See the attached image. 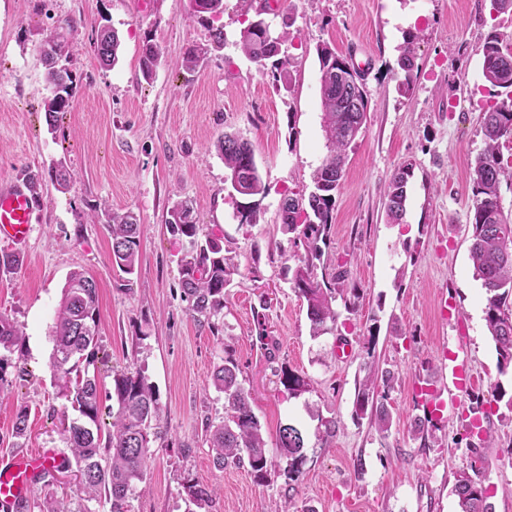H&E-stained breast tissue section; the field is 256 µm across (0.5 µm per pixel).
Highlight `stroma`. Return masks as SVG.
I'll use <instances>...</instances> for the list:
<instances>
[{"label":"stroma","mask_w":512,"mask_h":512,"mask_svg":"<svg viewBox=\"0 0 512 512\" xmlns=\"http://www.w3.org/2000/svg\"><path fill=\"white\" fill-rule=\"evenodd\" d=\"M263 0H226L224 46L210 39L193 0H0V180L36 175L43 192L25 247L0 240V253L23 262L0 276V315L23 333L14 361L27 372L0 395V457L13 454L12 426L28 408L24 451L53 448L68 455L59 417L70 404L50 367L52 327L71 272L96 280L101 347L114 371L143 369L164 409L161 438L152 440L147 479L136 484L131 512H197L181 480L193 475L216 490L210 512H458L459 475L481 479L492 512H512V373H500L483 319L484 292L469 257L470 171L483 148L478 117L498 99L485 82L476 48L494 31L512 34V12L491 0H285L292 20L290 64L280 81L247 59L238 43L244 19ZM120 37L119 61L104 68L96 30ZM418 70L401 95L397 65L407 33ZM59 34L75 87L72 106L49 130L51 96L40 48ZM165 60L145 80V42ZM352 56L366 73L368 121L348 156L321 266H345L360 290L354 311L335 329L312 337L306 306L288 281L303 247L280 227L285 196L312 188L327 153L320 104L319 45ZM196 69L181 67L188 50ZM252 144L267 187L261 218L240 223L224 189V162L215 144L224 133ZM69 177L52 180L55 163ZM412 164L406 214L387 223L384 191L393 173ZM192 203L207 233L223 236L239 270L224 290V310L197 321L181 297L179 258L186 244L165 220L180 201ZM134 211L141 224V261L134 275L113 267L104 224L95 208ZM375 337V359L395 380L386 403L393 424L381 436L354 419L364 344ZM352 347L340 360V340ZM467 357L489 414L492 446L470 435L469 397L446 414L436 436L413 426L424 410L421 390L438 391L436 368L447 353ZM236 360L268 448L291 423L305 438L298 480L277 461L264 484L247 470L215 468L205 441L208 422L224 414V396L210 376L224 354ZM308 383L289 396L281 369ZM339 423L326 435L324 423Z\"/></svg>","instance_id":"stroma-1"}]
</instances>
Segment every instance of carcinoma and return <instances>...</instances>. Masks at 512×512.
Masks as SVG:
<instances>
[{"mask_svg":"<svg viewBox=\"0 0 512 512\" xmlns=\"http://www.w3.org/2000/svg\"><path fill=\"white\" fill-rule=\"evenodd\" d=\"M197 13L209 22L224 15V0H194ZM281 4L265 2L256 17L245 20L239 46L242 53L281 79L288 66V56L281 55L282 45L290 40L291 24L279 32L269 29L264 14H277ZM418 35L407 40L398 60L403 79L399 90L408 92L414 81V43ZM120 39L112 28L103 25L97 34L98 54L102 64L113 67L118 61ZM41 54L48 66L52 96L47 103L46 121L56 128L58 114L70 109L73 78L60 65L62 46L51 36L42 46ZM482 60V74L491 86L503 90L504 97L481 113L479 126L483 148L470 173L471 227L469 255L473 276L485 291V326L495 343L500 370L512 366V220L505 215L502 202V181L512 182V166L504 164L501 148L512 141V36L494 32L477 48ZM320 65V104L328 153L314 173V189L306 196L283 199L280 218L283 232L293 243L302 245L305 256L299 259L291 278L292 288L306 304L311 335L322 336L336 328L338 313L335 302L351 305L358 288L350 283L348 271L336 268L317 275L314 261L320 259V244L326 243L348 152L361 134L369 112L365 74L346 66H354L352 57L343 56L329 45L317 48ZM163 58L160 47L144 45L142 74L150 80ZM224 160L226 174H244L242 181L230 184L229 195L240 197L241 222L255 224L260 218L252 198L265 194L253 147L229 134L217 142ZM412 166L398 169L385 190V211L390 224H400L406 213L408 182ZM106 229L111 239L112 265L132 275L140 264V224L131 212L115 213L104 209ZM166 227L170 234L185 239L189 248L180 259L183 297L188 310L196 317L209 319L224 309V288L238 272V264L230 251L224 249L223 238L209 233L199 239L200 224L194 208L186 202L176 203L169 211ZM100 309L98 285L82 270L70 273L64 298L53 327L51 367L56 386L65 395L77 417L61 416L72 458L80 473L76 492L77 506L54 499L39 505L29 499L10 504L0 503V512H91L88 503L106 499L110 512H129L128 499L136 483L146 476L151 438L159 435L162 408L155 388L143 372L130 369L112 376V394L117 408H109L111 430L102 434L103 399L98 382L101 352ZM22 339V332L5 316H0V393L4 394L23 380L24 369L12 361L11 355ZM394 376L381 371L374 362L365 363V375L356 387L353 416L367 417L377 431L391 429L392 417L384 404ZM280 383L291 395L306 390L304 378L290 371H281ZM212 386L224 394V417L207 424L209 448L215 466L245 467L257 484L266 481L274 465L262 435V426L251 405V397L238 380V365L229 356L215 367ZM305 440L293 424L279 428L277 449L287 463L288 474L297 477L305 461ZM182 488L197 508L213 502L215 489L187 475ZM455 495L459 512H491L486 488L471 477L457 480Z\"/></svg>","mask_w":512,"mask_h":512,"instance_id":"cac0c4a2","label":"carcinoma"}]
</instances>
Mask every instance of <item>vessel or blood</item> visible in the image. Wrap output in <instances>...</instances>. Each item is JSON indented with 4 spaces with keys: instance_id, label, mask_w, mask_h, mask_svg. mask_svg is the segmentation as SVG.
<instances>
[{
    "instance_id": "vessel-or-blood-1",
    "label": "vessel or blood",
    "mask_w": 512,
    "mask_h": 512,
    "mask_svg": "<svg viewBox=\"0 0 512 512\" xmlns=\"http://www.w3.org/2000/svg\"><path fill=\"white\" fill-rule=\"evenodd\" d=\"M38 201L26 180L13 179L0 184V239L22 246L29 239ZM440 375L448 393L438 400V408L456 402L459 396L471 391L477 377L466 361L453 360L441 367ZM60 455L51 448H40L31 453L13 454L0 459V501L15 502L27 498L36 479L44 469L59 464Z\"/></svg>"
}]
</instances>
